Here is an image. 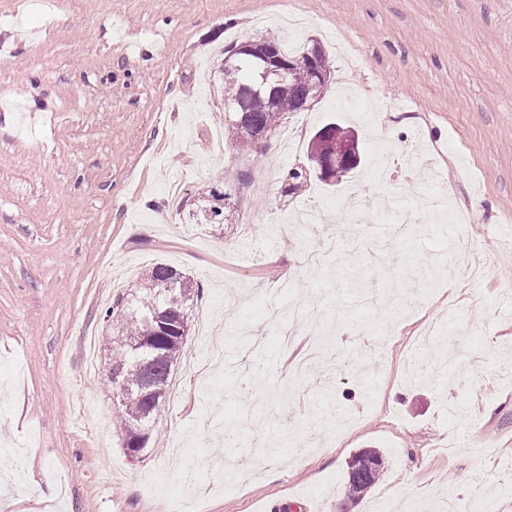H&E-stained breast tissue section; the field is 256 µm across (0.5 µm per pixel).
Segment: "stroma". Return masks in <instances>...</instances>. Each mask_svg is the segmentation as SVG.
<instances>
[{
    "instance_id": "35a3bbf8",
    "label": "stroma",
    "mask_w": 512,
    "mask_h": 512,
    "mask_svg": "<svg viewBox=\"0 0 512 512\" xmlns=\"http://www.w3.org/2000/svg\"><path fill=\"white\" fill-rule=\"evenodd\" d=\"M293 16L329 59L322 96L261 147L210 154L229 119L224 47L287 39ZM330 122L358 133L360 167L282 196ZM381 162L408 205L443 174L485 277L407 279L406 260L452 256L425 223L384 265L363 251L306 266ZM212 188L225 194L220 225L199 219ZM309 207L322 218L298 233L292 218ZM510 258L512 0H0V502L12 512H166L177 494L146 488L161 474L201 480L203 512H440L472 492L512 512ZM157 261L200 285L191 319L222 333L224 362L189 371L207 352L191 329L133 459L112 422L104 315ZM451 305L477 339L454 329L442 342L473 361L407 379L421 324ZM296 308L325 310L360 369L322 360L292 378L278 334ZM207 416L286 435L271 477L210 482L224 452L201 434ZM366 449L387 464L351 503L347 463Z\"/></svg>"
}]
</instances>
